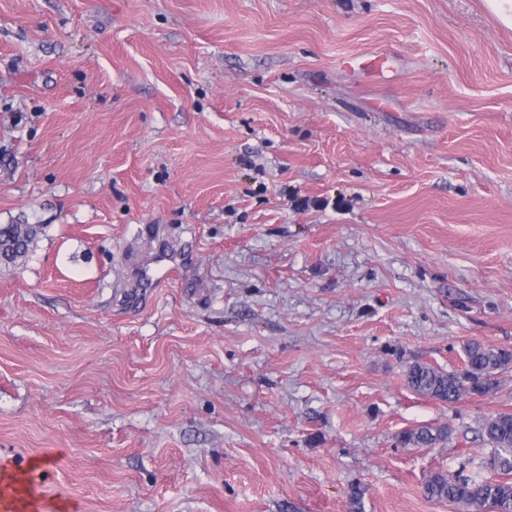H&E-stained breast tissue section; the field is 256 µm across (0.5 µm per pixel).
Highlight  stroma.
Here are the masks:
<instances>
[{
	"label": "stroma",
	"mask_w": 512,
	"mask_h": 512,
	"mask_svg": "<svg viewBox=\"0 0 512 512\" xmlns=\"http://www.w3.org/2000/svg\"><path fill=\"white\" fill-rule=\"evenodd\" d=\"M384 50L383 70L369 55ZM0 467L49 512H451L512 347V28L485 0H0ZM177 272L142 289L158 256ZM449 429L405 448L402 431ZM40 224H1V262L15 263L26 257L36 237L42 232ZM464 368L444 371L415 363L406 371V381L416 393L440 402L452 403L464 395L496 393L499 377L512 368V348L470 342L464 345Z\"/></svg>",
	"instance_id": "stroma-1"
}]
</instances>
